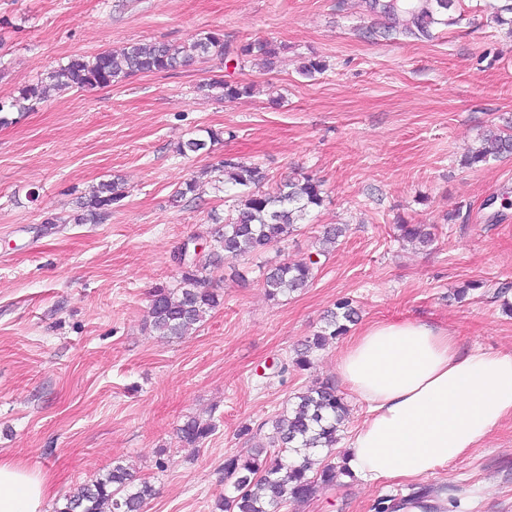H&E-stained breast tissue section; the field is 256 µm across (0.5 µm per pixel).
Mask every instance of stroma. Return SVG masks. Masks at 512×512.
Masks as SVG:
<instances>
[{
    "instance_id": "stroma-1",
    "label": "stroma",
    "mask_w": 512,
    "mask_h": 512,
    "mask_svg": "<svg viewBox=\"0 0 512 512\" xmlns=\"http://www.w3.org/2000/svg\"><path fill=\"white\" fill-rule=\"evenodd\" d=\"M493 0H461L462 20L428 39L373 37L361 0H0V98L18 95L71 56L133 42H191L219 31L239 47L276 45L277 63L212 56L107 88L71 89L0 125V458L49 471L57 497L113 462L150 481L143 512H214L233 495L224 458L270 447L295 394L337 384L349 414L325 461L342 463L367 417L336 373L361 327L422 320L465 349L512 351V157L468 167L491 127L512 131V26ZM321 74L300 73L311 57ZM213 79L254 92L219 101ZM223 139L178 155V142ZM272 181L304 174L324 202L287 241L207 273L221 304L182 338L147 321L149 294L177 286L188 238L211 239L227 159ZM195 196L171 202L184 182ZM106 181L124 197L104 219L72 223L78 198ZM432 224L429 246L398 221ZM347 231L310 286L270 300L260 268L316 252L319 230ZM464 297H456L457 289ZM357 323L302 370L285 362L339 300ZM190 416L214 434L184 445ZM426 496L432 512H512V417L463 459L415 481L339 476L281 512H379L383 500Z\"/></svg>"
}]
</instances>
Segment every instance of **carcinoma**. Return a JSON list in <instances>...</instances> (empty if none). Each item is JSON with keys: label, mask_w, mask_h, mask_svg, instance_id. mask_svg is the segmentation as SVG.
<instances>
[{"label": "carcinoma", "mask_w": 512, "mask_h": 512, "mask_svg": "<svg viewBox=\"0 0 512 512\" xmlns=\"http://www.w3.org/2000/svg\"><path fill=\"white\" fill-rule=\"evenodd\" d=\"M458 0H364L365 9L382 19L373 34L386 40L399 37L428 39L435 24H446V16L456 9ZM229 48L224 35L207 32L189 43L135 42L116 50H105L93 56L76 55L51 71L37 84L22 89L18 95L0 98V124L8 122L6 113L30 112L51 97L52 93L69 89L105 88L136 74L174 70L196 59L225 57ZM262 56L268 65L277 57L275 45L258 40L236 49V56ZM254 85L239 81L215 79L200 90L225 101L253 92ZM222 132L207 131V138H191L177 147L185 155L206 149L221 139ZM512 155V134L489 128L483 146L466 156L465 164H487L491 160ZM227 182L241 189L228 217L212 216L218 224L212 233L210 250L202 258L186 260L187 251L178 255L181 264L179 287L161 285L150 292L149 326L158 335L180 338L220 304L219 295L203 287L204 273L226 260H239L265 251L288 239L305 223L311 211L323 202V182L311 175L277 183L268 189V175L255 164L224 161ZM123 199L114 182H103L90 193L79 197L82 213L73 217L80 224L100 218ZM401 236L423 245L432 243L435 233L426 224H400ZM344 227L325 224L320 229L318 255L324 256L336 246ZM318 265L308 259L272 264L262 273L263 287L273 300L310 285ZM359 317L349 300L336 304L327 314L325 327L295 350L292 363L302 369L310 364V356L325 348L347 331V324ZM348 414L347 405L331 382L313 386L296 396V403L275 421V451L258 449L251 456L229 455L224 458V480L233 484L237 495L223 498L219 512H280L288 500L304 501L321 488L336 484V465L318 466L317 459L307 455L313 448L331 449L337 441L339 425ZM212 421L187 418L177 428L180 441L190 446L202 444L215 431ZM155 495L154 487L135 482L128 467L121 463L97 477L80 484L64 496L54 512H141L145 502Z\"/></svg>", "instance_id": "obj_1"}]
</instances>
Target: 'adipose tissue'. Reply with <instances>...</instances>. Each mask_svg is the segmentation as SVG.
Masks as SVG:
<instances>
[{
    "mask_svg": "<svg viewBox=\"0 0 512 512\" xmlns=\"http://www.w3.org/2000/svg\"><path fill=\"white\" fill-rule=\"evenodd\" d=\"M336 370L367 406L345 453L366 482L428 476L512 417V352L461 350L447 330L425 322L365 326ZM53 496L48 473L0 459V512H46Z\"/></svg>",
    "mask_w": 512,
    "mask_h": 512,
    "instance_id": "adipose-tissue-1",
    "label": "adipose tissue"
}]
</instances>
